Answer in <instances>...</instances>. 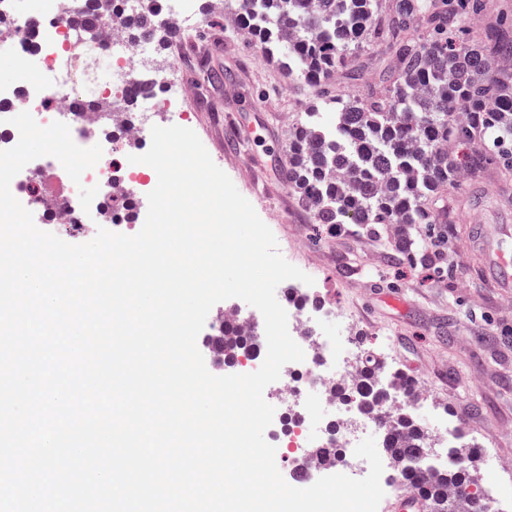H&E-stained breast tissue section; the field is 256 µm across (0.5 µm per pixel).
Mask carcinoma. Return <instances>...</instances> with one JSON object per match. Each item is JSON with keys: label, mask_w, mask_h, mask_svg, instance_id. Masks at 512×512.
Here are the masks:
<instances>
[{"label": "carcinoma", "mask_w": 512, "mask_h": 512, "mask_svg": "<svg viewBox=\"0 0 512 512\" xmlns=\"http://www.w3.org/2000/svg\"><path fill=\"white\" fill-rule=\"evenodd\" d=\"M486 0H239L237 25L251 26L262 52L297 65L306 85L322 95L336 68L369 40L386 48L389 64L363 99L335 97L336 131L310 122L298 125L288 142L283 178L311 210L318 224H356L363 231L383 224L407 263L442 278L449 274L448 237L453 208H437L435 198L461 179L494 166L512 170V23L486 27L471 42L465 18ZM114 20L100 0H88L75 27L92 37ZM133 42L148 35L167 48L175 30L157 15L120 18ZM478 143L462 162L448 156V143ZM443 228L436 229L435 210ZM424 228L430 246L415 249ZM223 335L210 344L227 361L246 348ZM405 431L392 429L385 445L398 460L424 459L427 446L412 417ZM433 512H484L480 483L458 469L423 479Z\"/></svg>", "instance_id": "1"}]
</instances>
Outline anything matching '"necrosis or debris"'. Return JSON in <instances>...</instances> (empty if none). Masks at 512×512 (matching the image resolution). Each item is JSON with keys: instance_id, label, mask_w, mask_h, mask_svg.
<instances>
[{"instance_id": "1", "label": "necrosis or debris", "mask_w": 512, "mask_h": 512, "mask_svg": "<svg viewBox=\"0 0 512 512\" xmlns=\"http://www.w3.org/2000/svg\"><path fill=\"white\" fill-rule=\"evenodd\" d=\"M82 0H42L39 16L12 17L7 37L20 78L0 85V150L12 148L19 133L10 120L30 112L43 127L59 121L69 126L73 141L83 148L101 145L104 160L73 183L60 162L45 156L29 162L12 180L13 195L40 221L58 232L85 235L97 224H111L125 234H137L133 221L142 196L156 186L145 167L121 161L108 164L121 142L150 140L157 121L186 125L191 111L165 82L164 70H152V43L130 42L108 32L96 40L77 39L71 27ZM110 122H102V113ZM96 184L90 211H83L78 184ZM288 314L292 338L305 359L286 364L277 382V396L288 408V451L293 467L289 483L310 484L314 474L337 471L360 479L369 465L356 457L358 442L369 433L384 434L400 417L415 411L421 383L408 371L393 368L386 347L374 352L378 371L374 381L383 401L382 414L365 412L358 397L365 352L353 340L321 331L317 306L300 283L279 292ZM456 423L421 426L433 448L426 464L415 468L392 459L383 463L382 481L389 489L406 488V473L436 474L466 469L487 460L488 448L478 438L458 435Z\"/></svg>"}]
</instances>
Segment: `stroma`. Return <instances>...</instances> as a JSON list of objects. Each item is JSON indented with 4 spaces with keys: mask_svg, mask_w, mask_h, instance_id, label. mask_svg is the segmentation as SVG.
I'll return each instance as SVG.
<instances>
[{
    "mask_svg": "<svg viewBox=\"0 0 512 512\" xmlns=\"http://www.w3.org/2000/svg\"><path fill=\"white\" fill-rule=\"evenodd\" d=\"M199 28L179 30L158 66L193 90L191 128L276 238L296 250L295 265L325 278V307L351 318L358 345L389 344L395 365L420 379L439 412L512 459V288L483 272L470 237L484 224L512 229V178L465 179L456 191L457 223L448 239L449 285L411 269L385 230L316 224L281 169L293 128L316 117L336 123V107L299 75L237 31L229 12L207 13ZM388 62L381 47L352 53L331 80L334 93L362 98Z\"/></svg>",
    "mask_w": 512,
    "mask_h": 512,
    "instance_id": "obj_1",
    "label": "stroma"
}]
</instances>
